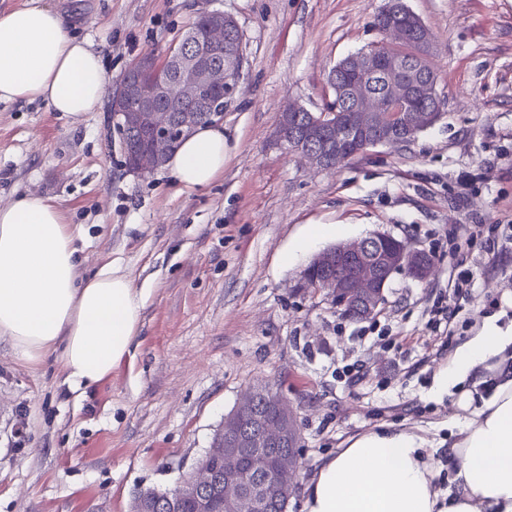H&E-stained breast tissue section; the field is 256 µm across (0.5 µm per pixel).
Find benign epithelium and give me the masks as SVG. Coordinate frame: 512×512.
I'll return each instance as SVG.
<instances>
[{
    "label": "benign epithelium",
    "instance_id": "benign-epithelium-1",
    "mask_svg": "<svg viewBox=\"0 0 512 512\" xmlns=\"http://www.w3.org/2000/svg\"><path fill=\"white\" fill-rule=\"evenodd\" d=\"M380 15L391 43L406 41L411 28L422 36L423 43L430 40L429 28L406 0H386ZM198 26L203 28L205 39L182 40L171 46L161 61L148 52L141 54L120 84L113 101L117 111L127 98L141 92V76L166 66V77L155 82L136 119L152 143V149H137L130 154L129 167L136 173L150 174L157 169L174 130L182 136L196 127L194 112L210 104L206 93L222 91L224 86L233 84L230 73L238 66L235 53L226 52L221 66L207 62V54L211 44L239 28L237 20L223 12H209L200 16ZM433 58L430 51L405 57L377 46L343 58L331 70L329 80L331 89L345 104V114L334 110L308 112L297 103L288 104L283 116L305 111L309 128L319 132L318 142L303 145L293 141L291 151L319 168L333 169L373 147L414 140L442 116ZM175 90L191 99L192 107L174 115L156 111L153 98ZM310 265L336 266V272L320 278L302 275L300 287L324 294L338 311L365 297L378 307L385 301V288L394 274L403 273L423 283L430 280L435 267L429 253L385 232L325 249L313 257ZM260 397L261 392L256 389L242 395L186 480L161 500L165 512H183L189 498L204 505L200 512H267L272 507L286 512L280 484L249 482L240 474V457L245 448L255 449L257 465L267 454L276 453L279 467L288 473L290 483L299 472V441L294 436L292 410L281 398L277 415L268 419L257 414ZM213 462L224 467V485L219 488L215 487Z\"/></svg>",
    "mask_w": 512,
    "mask_h": 512
}]
</instances>
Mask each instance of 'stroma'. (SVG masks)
Instances as JSON below:
<instances>
[{
    "mask_svg": "<svg viewBox=\"0 0 512 512\" xmlns=\"http://www.w3.org/2000/svg\"><path fill=\"white\" fill-rule=\"evenodd\" d=\"M407 3L433 37L441 119L322 171L289 153L281 112L291 100L325 110L332 67L380 40L384 0H0V13H68L100 51L110 94L138 55L165 52L200 14H231L244 35L221 119L224 173L195 192L161 169L128 171L109 103L76 122L37 101L0 103V206L60 200L80 275L116 261L147 291L130 353L80 395L55 357L29 368L0 337V512H131L140 491L179 486L241 395L265 384L301 436L288 512H302L322 461L385 428L436 444L447 487L456 408L432 397L435 378L489 315L512 324V0ZM314 224L331 234L295 253ZM460 224L485 230L468 239ZM376 231L431 254L434 276L393 275L364 321L298 289L314 252ZM454 261L473 288L444 341L429 314Z\"/></svg>",
    "mask_w": 512,
    "mask_h": 512,
    "instance_id": "1",
    "label": "stroma"
}]
</instances>
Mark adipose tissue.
I'll return each mask as SVG.
<instances>
[{
    "instance_id": "obj_1",
    "label": "adipose tissue",
    "mask_w": 512,
    "mask_h": 512,
    "mask_svg": "<svg viewBox=\"0 0 512 512\" xmlns=\"http://www.w3.org/2000/svg\"><path fill=\"white\" fill-rule=\"evenodd\" d=\"M57 9L34 5L0 13V102L39 101L79 120L106 93L101 55L72 35ZM219 126L198 128L167 161L192 192L224 172ZM74 234L62 203L27 194L0 207V337L30 366L57 356L71 391L108 378L141 326L144 291L118 262L79 278ZM512 328L488 321L467 340L432 390L459 387L450 425L452 476L435 485V449L424 436L379 430L325 461L304 489V512H512Z\"/></svg>"
}]
</instances>
